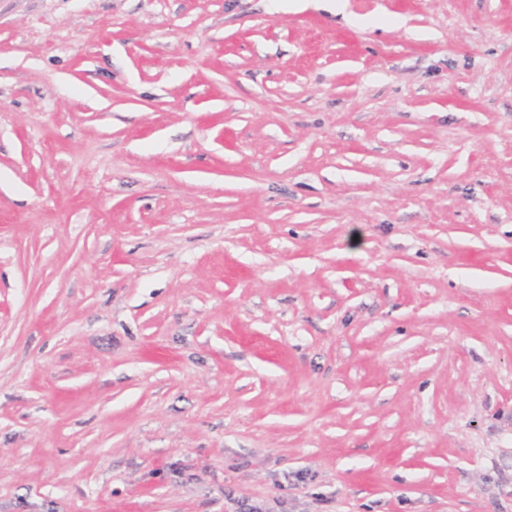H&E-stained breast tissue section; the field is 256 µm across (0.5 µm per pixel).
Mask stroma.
Wrapping results in <instances>:
<instances>
[{"mask_svg":"<svg viewBox=\"0 0 512 512\" xmlns=\"http://www.w3.org/2000/svg\"><path fill=\"white\" fill-rule=\"evenodd\" d=\"M512 512V0H0V512Z\"/></svg>","mask_w":512,"mask_h":512,"instance_id":"1","label":"stroma"}]
</instances>
